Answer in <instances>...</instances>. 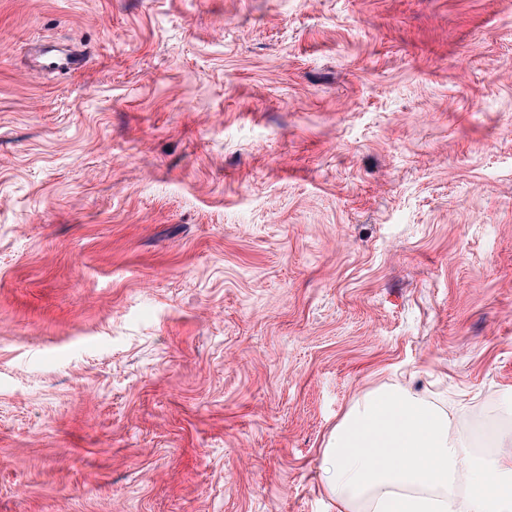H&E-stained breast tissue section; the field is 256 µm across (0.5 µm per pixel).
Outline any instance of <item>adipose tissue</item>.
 Instances as JSON below:
<instances>
[{
	"mask_svg": "<svg viewBox=\"0 0 512 512\" xmlns=\"http://www.w3.org/2000/svg\"><path fill=\"white\" fill-rule=\"evenodd\" d=\"M506 413L510 423L478 437L409 385L371 389L328 439L322 494L336 512H512V406Z\"/></svg>",
	"mask_w": 512,
	"mask_h": 512,
	"instance_id": "ef3b65f1",
	"label": "adipose tissue"
}]
</instances>
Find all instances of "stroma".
Listing matches in <instances>:
<instances>
[{
    "label": "stroma",
    "mask_w": 512,
    "mask_h": 512,
    "mask_svg": "<svg viewBox=\"0 0 512 512\" xmlns=\"http://www.w3.org/2000/svg\"><path fill=\"white\" fill-rule=\"evenodd\" d=\"M403 379L505 421L512 0H0V512H332ZM44 55V63L46 66L59 68L65 72H77L84 69L87 61L84 50L80 52L72 51L66 54H56L54 50L46 48L39 50V59Z\"/></svg>",
    "instance_id": "stroma-1"
}]
</instances>
